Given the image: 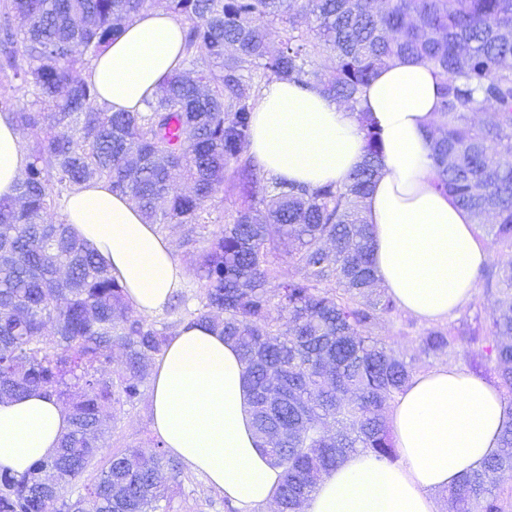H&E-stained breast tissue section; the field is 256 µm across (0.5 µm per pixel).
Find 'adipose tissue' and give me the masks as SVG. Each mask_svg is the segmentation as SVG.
<instances>
[{
    "label": "adipose tissue",
    "instance_id": "adipose-tissue-1",
    "mask_svg": "<svg viewBox=\"0 0 512 512\" xmlns=\"http://www.w3.org/2000/svg\"><path fill=\"white\" fill-rule=\"evenodd\" d=\"M183 60L180 22L148 8L82 76L113 111L138 112ZM439 85L432 65L400 58L378 70L361 102L382 141L381 175L364 202L376 276L402 309L426 320L447 318L470 298L488 258L471 214L434 186L430 132ZM249 151L268 177L340 184L363 159L364 132L331 98L274 80L260 93ZM28 162L19 131L0 114V197L13 195ZM63 211L138 314L166 307L185 272L132 203L97 180L70 194ZM149 402L153 429L171 455L203 473L238 512H268L281 470L253 428L246 366L234 343L208 324L181 326L153 367ZM510 420L500 391L457 367L414 374L389 413L396 462L348 456L322 475L304 512H438L436 493L480 468ZM67 429L64 406L42 392L0 400V472H25Z\"/></svg>",
    "mask_w": 512,
    "mask_h": 512
}]
</instances>
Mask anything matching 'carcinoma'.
<instances>
[{
	"instance_id": "1",
	"label": "carcinoma",
	"mask_w": 512,
	"mask_h": 512,
	"mask_svg": "<svg viewBox=\"0 0 512 512\" xmlns=\"http://www.w3.org/2000/svg\"><path fill=\"white\" fill-rule=\"evenodd\" d=\"M148 0H10L0 15V114L32 138L16 194L0 198V398L40 390L68 411L59 448L21 475L0 474V512H156L161 475L181 461L156 441L104 459L105 418L142 396L148 363L185 323L210 322L239 347L253 424L283 480L278 512H302L323 473L351 454L393 463L387 413L409 363L375 333L398 309L374 292L364 201L381 173L380 134L360 108L377 70L416 57L441 79L432 122L434 185L512 249V0H168L184 25L183 68L141 112H113L81 73ZM278 46H271V37ZM316 89L357 115L364 159L341 184L270 179L247 154L268 81ZM53 103L47 111L43 102ZM232 179L243 198L211 229ZM92 180L126 196L145 223L180 226L200 283L195 308L147 319L96 249L54 220ZM294 273L272 298L280 256ZM498 295L489 333L432 328L427 354L479 344L512 394V263L480 269ZM288 312V326L279 323ZM118 364L112 365V358ZM93 473L83 492L68 485ZM512 472V422L483 469L449 490L458 512H506L497 478Z\"/></svg>"
}]
</instances>
